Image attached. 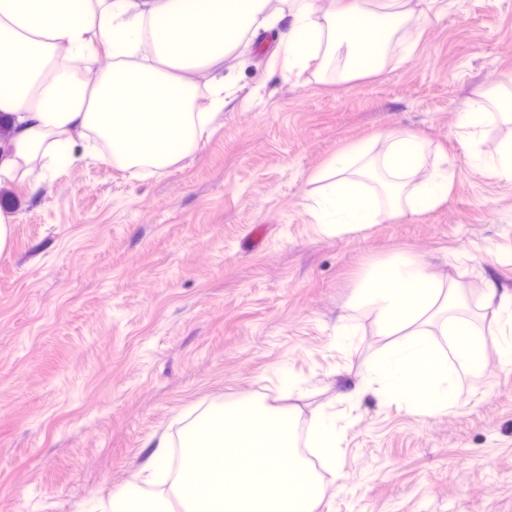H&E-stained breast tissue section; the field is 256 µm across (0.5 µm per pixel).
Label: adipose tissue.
Returning a JSON list of instances; mask_svg holds the SVG:
<instances>
[{
  "label": "adipose tissue",
  "mask_w": 512,
  "mask_h": 512,
  "mask_svg": "<svg viewBox=\"0 0 512 512\" xmlns=\"http://www.w3.org/2000/svg\"><path fill=\"white\" fill-rule=\"evenodd\" d=\"M353 0L320 12L315 0H0V112L12 125L0 144V184L39 183L36 161L69 157L77 141L105 143L106 159L126 170L171 167L194 152L224 104V60L243 39L275 36L298 68L345 57L349 73L377 70V51L352 37ZM109 69H101V58ZM211 91L202 105L198 88ZM388 148L369 161V147L343 148L331 161L337 179L316 201L330 231L424 214L443 199L451 172L407 191L405 177L423 165L427 146L412 132L386 131ZM388 177L381 194L349 172L367 163ZM430 262L397 253L372 265L347 306L348 317L373 315L392 336L417 324L444 296ZM373 377L400 395L425 380L448 384V365L418 341L401 359L375 364ZM170 478L167 446L157 443L143 481L112 495L111 512H168L147 493Z\"/></svg>",
  "instance_id": "1"
}]
</instances>
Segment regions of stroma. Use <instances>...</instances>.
I'll use <instances>...</instances> for the list:
<instances>
[{"label":"stroma","mask_w":512,"mask_h":512,"mask_svg":"<svg viewBox=\"0 0 512 512\" xmlns=\"http://www.w3.org/2000/svg\"><path fill=\"white\" fill-rule=\"evenodd\" d=\"M405 8L381 71L360 79L295 71L268 39L226 58L224 108L174 167L134 175L78 144L42 162L39 190L0 187L17 217L0 253V512H102L157 442L178 473L188 429L240 398L292 414V457L330 485L316 512H512V319L492 320L483 294L490 281L512 296V180L481 165L512 123L458 120L512 95V0ZM385 130L428 142L414 180L452 172L443 201L328 231L319 170L351 144L383 152ZM397 250L433 259L487 352L460 376L426 326L455 378L441 398L369 381L407 337L366 314L339 326L364 269ZM314 419L335 433V465L310 444Z\"/></svg>","instance_id":"obj_1"}]
</instances>
